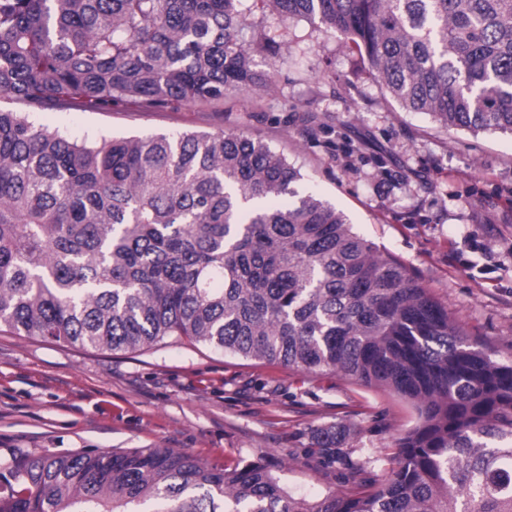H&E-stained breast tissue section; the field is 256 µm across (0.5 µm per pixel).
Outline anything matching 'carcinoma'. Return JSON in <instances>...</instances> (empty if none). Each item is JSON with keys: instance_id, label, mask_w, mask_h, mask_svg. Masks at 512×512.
I'll return each instance as SVG.
<instances>
[{"instance_id": "obj_1", "label": "carcinoma", "mask_w": 512, "mask_h": 512, "mask_svg": "<svg viewBox=\"0 0 512 512\" xmlns=\"http://www.w3.org/2000/svg\"><path fill=\"white\" fill-rule=\"evenodd\" d=\"M244 0H0V326L110 351L185 337L410 404L395 467L295 495L260 463L158 448L0 463V512H512V358L241 130L76 142L50 110L159 111L272 78ZM343 35L404 108L512 135V0H258ZM344 427L312 447L350 471Z\"/></svg>"}]
</instances>
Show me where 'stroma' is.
Instances as JSON below:
<instances>
[{"label":"stroma","instance_id":"35a3bbf8","mask_svg":"<svg viewBox=\"0 0 512 512\" xmlns=\"http://www.w3.org/2000/svg\"><path fill=\"white\" fill-rule=\"evenodd\" d=\"M274 90L232 92L159 112L119 104L35 113L74 139L238 128L284 153L301 191L342 210L380 251L402 260L497 357H512V136L443 130L385 94L342 36L291 21L288 43L261 54ZM317 116L307 135L285 105ZM413 408L333 371L317 375L176 341L105 351L0 328V461L99 448H161L215 466L250 459L300 495L345 492L306 456L315 430L342 424L341 447L387 477Z\"/></svg>","mask_w":512,"mask_h":512}]
</instances>
